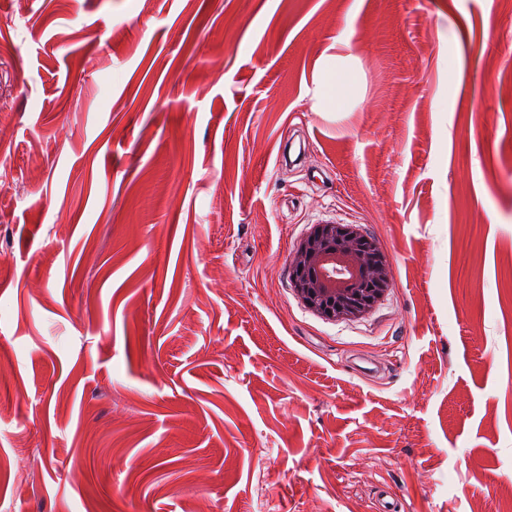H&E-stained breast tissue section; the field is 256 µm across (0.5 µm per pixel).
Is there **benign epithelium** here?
<instances>
[{
  "mask_svg": "<svg viewBox=\"0 0 512 512\" xmlns=\"http://www.w3.org/2000/svg\"><path fill=\"white\" fill-rule=\"evenodd\" d=\"M291 288L308 310L332 321L367 314L390 287L386 259L355 224H316L290 258Z\"/></svg>",
  "mask_w": 512,
  "mask_h": 512,
  "instance_id": "obj_1",
  "label": "benign epithelium"
}]
</instances>
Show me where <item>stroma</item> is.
<instances>
[{
  "label": "stroma",
  "mask_w": 512,
  "mask_h": 512,
  "mask_svg": "<svg viewBox=\"0 0 512 512\" xmlns=\"http://www.w3.org/2000/svg\"><path fill=\"white\" fill-rule=\"evenodd\" d=\"M1 165L0 512H512V0H0ZM358 84L355 71L345 70L341 61L329 60L322 69L316 89V97L323 108L330 110L354 95ZM291 288L308 310L332 321L362 317L390 287L386 259L355 224H317L290 258Z\"/></svg>",
  "instance_id": "1"
}]
</instances>
